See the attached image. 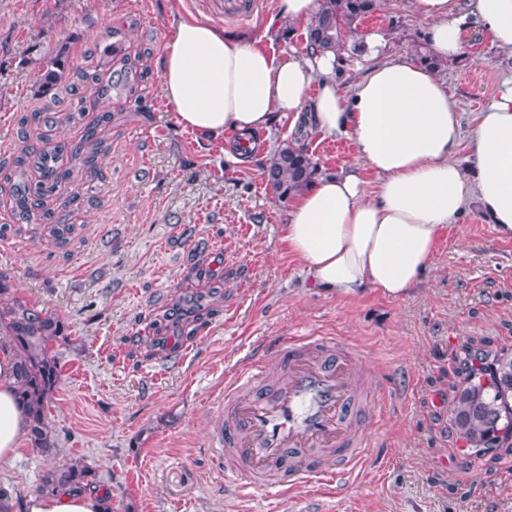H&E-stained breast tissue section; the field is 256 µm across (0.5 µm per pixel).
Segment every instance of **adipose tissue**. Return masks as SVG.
Listing matches in <instances>:
<instances>
[{
	"label": "adipose tissue",
	"instance_id": "1",
	"mask_svg": "<svg viewBox=\"0 0 512 512\" xmlns=\"http://www.w3.org/2000/svg\"><path fill=\"white\" fill-rule=\"evenodd\" d=\"M410 3L440 59L462 53L473 19L512 57V0ZM382 41L366 36L364 62L346 93L337 53L277 51L202 17L181 22L163 51L164 94L183 128L244 137L281 115L321 137L353 140L354 163L297 191L284 226L313 286L332 294H407L431 271L441 231L474 204L512 237V84L468 122L433 71L381 58ZM365 168L379 177L371 195ZM14 373L11 352L0 349V462L16 457L28 432ZM0 512H111V498L94 487L58 488L21 502L1 497Z\"/></svg>",
	"mask_w": 512,
	"mask_h": 512
}]
</instances>
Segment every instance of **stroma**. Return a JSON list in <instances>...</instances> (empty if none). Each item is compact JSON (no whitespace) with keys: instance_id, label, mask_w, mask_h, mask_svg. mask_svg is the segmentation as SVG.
Returning a JSON list of instances; mask_svg holds the SVG:
<instances>
[{"instance_id":"stroma-1","label":"stroma","mask_w":512,"mask_h":512,"mask_svg":"<svg viewBox=\"0 0 512 512\" xmlns=\"http://www.w3.org/2000/svg\"><path fill=\"white\" fill-rule=\"evenodd\" d=\"M212 0H0V178L37 112L45 141L79 140L66 113H111L92 183L73 173L57 214L64 241L18 216L0 223V270L11 293L62 317L59 362L46 403L50 451L23 441L0 464V485L23 498L45 471L89 467L112 512H512V450L467 449L450 417L467 350H512V238L479 208L442 230L432 272L402 297L339 296L311 287L282 239L287 203L264 172L274 143L303 147L316 176L353 161L348 137L320 138L277 120L252 135L182 128L163 91L161 60L180 18L304 50L307 27L215 15ZM428 25L409 0H381L345 33L342 90L356 79L358 39L382 34L388 56L412 57ZM69 56L57 98L37 94L43 58ZM465 118L512 80V58L473 31L437 69ZM110 85L99 97L93 76ZM325 336L356 349L363 390L380 399L365 463L332 486L279 495L238 488L211 446L224 383L244 362L275 369L281 337Z\"/></svg>"}]
</instances>
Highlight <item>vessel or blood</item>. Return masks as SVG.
I'll return each instance as SVG.
<instances>
[{
  "instance_id": "b4317fda",
  "label": "vessel or blood",
  "mask_w": 512,
  "mask_h": 512,
  "mask_svg": "<svg viewBox=\"0 0 512 512\" xmlns=\"http://www.w3.org/2000/svg\"><path fill=\"white\" fill-rule=\"evenodd\" d=\"M216 14L245 19L250 0H213ZM63 143L38 147L36 175L64 166ZM282 381L264 392L266 366L254 361L233 373L224 389V417L212 427V445L249 485L278 488L327 484L358 464L371 440L357 432L365 409L357 397L355 361L322 336H288L276 348Z\"/></svg>"
}]
</instances>
